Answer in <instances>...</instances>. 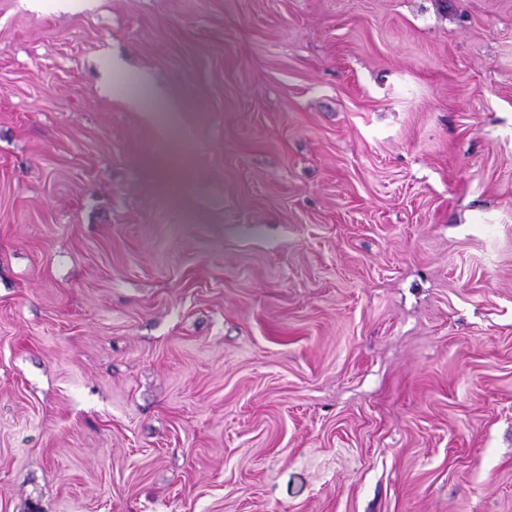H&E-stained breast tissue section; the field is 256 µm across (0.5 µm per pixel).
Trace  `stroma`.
<instances>
[{
  "instance_id": "1",
  "label": "stroma",
  "mask_w": 512,
  "mask_h": 512,
  "mask_svg": "<svg viewBox=\"0 0 512 512\" xmlns=\"http://www.w3.org/2000/svg\"><path fill=\"white\" fill-rule=\"evenodd\" d=\"M0 512H512V0H0ZM134 100L145 112H153L161 119L170 120L171 113L176 112V109L167 101L158 99L150 92L139 91Z\"/></svg>"
}]
</instances>
